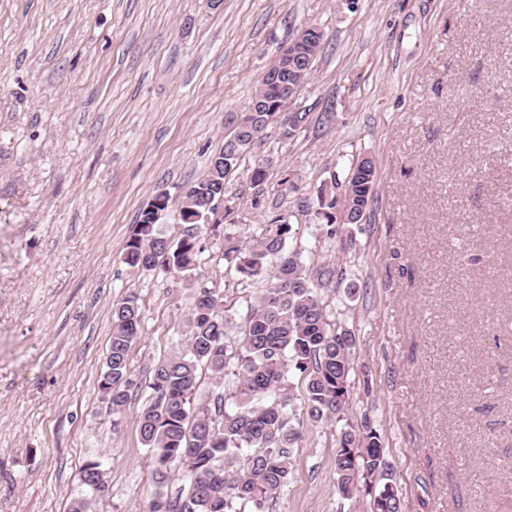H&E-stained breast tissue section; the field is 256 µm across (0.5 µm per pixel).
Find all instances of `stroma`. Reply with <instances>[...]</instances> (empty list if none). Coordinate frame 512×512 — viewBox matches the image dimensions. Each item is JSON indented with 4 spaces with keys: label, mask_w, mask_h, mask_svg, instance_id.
Masks as SVG:
<instances>
[{
    "label": "stroma",
    "mask_w": 512,
    "mask_h": 512,
    "mask_svg": "<svg viewBox=\"0 0 512 512\" xmlns=\"http://www.w3.org/2000/svg\"><path fill=\"white\" fill-rule=\"evenodd\" d=\"M310 23L325 41L294 105L307 121L270 124L245 154L223 226L247 240L289 214V247L361 292L322 295L356 336L350 403L342 424L300 423L267 512H370L334 472L341 425L366 423L402 512H512V0H0V512H68L89 460L106 484L92 512H149V371L183 343L195 285L232 346L261 286L206 229L191 283L122 253L155 195L205 174ZM360 155L377 181L343 251L316 201ZM128 295L142 323L114 415L98 380Z\"/></svg>",
    "instance_id": "35a3bbf8"
}]
</instances>
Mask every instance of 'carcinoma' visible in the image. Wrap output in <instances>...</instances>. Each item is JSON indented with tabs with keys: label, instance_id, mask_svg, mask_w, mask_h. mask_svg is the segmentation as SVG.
I'll return each mask as SVG.
<instances>
[{
	"label": "carcinoma",
	"instance_id": "obj_1",
	"mask_svg": "<svg viewBox=\"0 0 512 512\" xmlns=\"http://www.w3.org/2000/svg\"><path fill=\"white\" fill-rule=\"evenodd\" d=\"M278 65L274 62L263 75L250 103L269 100L270 76ZM259 138L253 131L234 129L215 153L224 169L215 173L210 166L204 176L184 186L180 204L199 219L187 223L181 247H167L166 239L154 231L159 217L144 208L123 262L143 270L161 266L192 278L202 253L199 233L209 211L206 204L187 200L196 190L209 197L222 195L228 176ZM376 180L374 163L361 156L340 184L344 211H338L336 195L320 194L317 216L328 235L338 236L355 211L365 210ZM290 230L288 215L279 214L246 243L224 235L225 260L235 265L241 280L264 285L247 304L239 347L225 344L227 321L219 312L218 297L197 285L184 346L150 371L138 419L142 443L154 464L150 512H265L290 479L299 437L297 416L333 423L344 414L356 336L330 323L321 298L323 290L343 283V273L333 262L307 265L301 251L287 246ZM141 322L135 297L113 303L112 336L99 388L110 389L114 414L128 399V357ZM202 368L210 371L213 383L200 400L197 378ZM232 368L237 385L227 395L224 377ZM295 372L303 380L300 395L290 384ZM334 462L341 498H351L366 478L372 512H401L394 467L377 430L368 424L359 434L341 430ZM175 469L182 471L184 485L173 491L169 479Z\"/></svg>",
	"mask_w": 512,
	"mask_h": 512
}]
</instances>
